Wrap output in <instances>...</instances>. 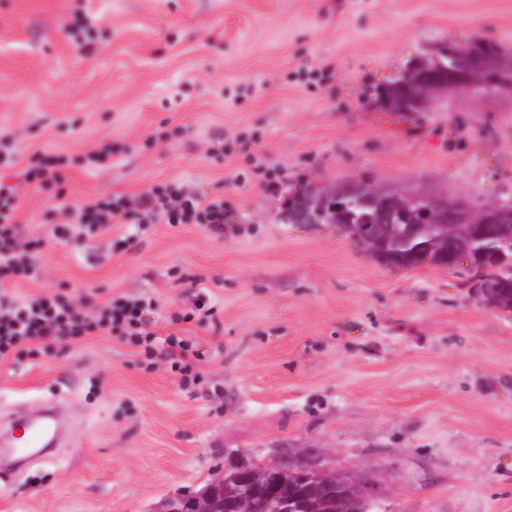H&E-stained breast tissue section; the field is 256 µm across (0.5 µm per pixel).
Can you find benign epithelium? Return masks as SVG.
Returning a JSON list of instances; mask_svg holds the SVG:
<instances>
[{
    "label": "benign epithelium",
    "instance_id": "7a95c632",
    "mask_svg": "<svg viewBox=\"0 0 512 512\" xmlns=\"http://www.w3.org/2000/svg\"><path fill=\"white\" fill-rule=\"evenodd\" d=\"M483 39L456 45L451 49L441 46L430 54L412 58L392 87L401 91L402 96L383 99L382 104L393 112H426L438 99L452 95L473 92L478 96H494L499 92H512V52L498 49L494 52L479 53ZM353 193L359 198L364 212L357 214L347 210L343 204L326 207L329 193H302L299 200L302 211L311 224L320 223L327 213L346 223L351 230L357 225L375 220L391 221L394 209L392 200L401 193L382 189L361 178L355 182ZM401 201L406 221L402 237L407 246L421 237L428 226L445 229L454 227H477L469 237V245L453 254L448 249L439 250L427 245H417L413 252L423 250L430 254L424 262L448 263V259L467 262L478 270L491 263L504 271L512 270V202L497 200L482 207H476L466 197L453 196L439 191H407ZM479 298L487 305H494L502 312L512 307V295L491 294L488 285L477 280ZM320 454L306 448L299 461V469L306 477L322 472L319 467ZM279 462L244 464L235 469L233 476L240 479L242 498L250 497V486L262 477L270 480ZM224 487V476H219L203 489L180 494L171 498L164 512H224V499L218 497L217 489ZM352 502H363L375 512H388L384 507L385 493L373 478L357 476L353 487ZM301 503L295 500L267 502L257 507V512H298Z\"/></svg>",
    "mask_w": 512,
    "mask_h": 512
}]
</instances>
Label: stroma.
I'll return each instance as SVG.
<instances>
[{"mask_svg":"<svg viewBox=\"0 0 512 512\" xmlns=\"http://www.w3.org/2000/svg\"><path fill=\"white\" fill-rule=\"evenodd\" d=\"M82 14L91 54L66 34ZM474 37L512 50V0H0V136L22 162L72 159L48 187L0 167L44 241L41 280L0 291L149 299L157 337L0 360V428L49 405L66 425L50 457L0 472V512H161L230 457L305 446L375 475L389 512H512V313L468 265L390 269L292 214L299 190L363 176L512 196L511 95L378 102L414 56ZM106 140L111 166L81 163ZM169 182L223 197V238L51 234L60 208ZM171 333L191 344L174 362Z\"/></svg>","mask_w":512,"mask_h":512,"instance_id":"1","label":"stroma"}]
</instances>
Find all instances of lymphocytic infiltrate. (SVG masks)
I'll use <instances>...</instances> for the list:
<instances>
[{
    "label": "lymphocytic infiltrate",
    "mask_w": 512,
    "mask_h": 512,
    "mask_svg": "<svg viewBox=\"0 0 512 512\" xmlns=\"http://www.w3.org/2000/svg\"><path fill=\"white\" fill-rule=\"evenodd\" d=\"M16 188L0 185V283L40 280L42 269L36 255L43 242L26 235L18 221ZM145 224H200L216 236L224 234V199L205 192L187 194L168 183L130 198L113 195L81 205L76 220L55 222L53 235L76 243L106 231L112 221L129 214ZM147 304L115 296L88 313L63 293L38 294L18 300L0 295V358H31L43 342L82 336H124L131 343L150 345L154 335L146 329Z\"/></svg>",
    "instance_id": "obj_1"
}]
</instances>
